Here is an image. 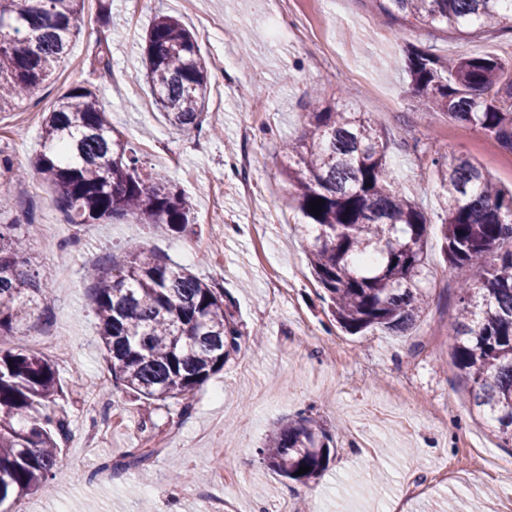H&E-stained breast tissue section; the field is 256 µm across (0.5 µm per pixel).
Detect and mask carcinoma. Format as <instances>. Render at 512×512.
<instances>
[{
    "mask_svg": "<svg viewBox=\"0 0 512 512\" xmlns=\"http://www.w3.org/2000/svg\"><path fill=\"white\" fill-rule=\"evenodd\" d=\"M407 24L459 35L499 29L512 19L505 0H378ZM85 0H0V112L14 109L49 81L79 32ZM152 102L168 123L199 130L209 98L206 66L192 33L169 15L154 18L145 39ZM412 97L429 112L474 126L512 152V61L497 55L448 60L432 48L404 49ZM99 78L112 79L109 45L98 51ZM301 135L283 145V174L313 233L309 264L333 318L351 332L406 333L426 303L431 222L400 187L386 160L387 142L363 112L308 101ZM34 167L56 192L69 224L133 219L177 233L193 222L184 193L140 163L112 126L96 87L74 85L42 118ZM420 161L440 178V236L449 273L462 280L452 359L470 384L474 405L512 442V190L467 155L427 144ZM324 199L320 216L309 203ZM31 224H0V337L41 304L42 265L28 241ZM496 262L486 265L490 255ZM99 338L112 385L149 406L168 401L190 413L195 391L224 370L242 334L224 309V289L139 244L103 266L88 267ZM56 370L46 358L0 348V505L63 476L60 442L70 435L57 408ZM330 437L303 413L283 420L261 450L279 476L306 484L326 470ZM160 452L125 451L117 469L147 470ZM310 467L303 475L301 466Z\"/></svg>",
    "mask_w": 512,
    "mask_h": 512,
    "instance_id": "obj_1",
    "label": "carcinoma"
}]
</instances>
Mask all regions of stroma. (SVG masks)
Returning <instances> with one entry per match:
<instances>
[{
  "label": "stroma",
  "mask_w": 512,
  "mask_h": 512,
  "mask_svg": "<svg viewBox=\"0 0 512 512\" xmlns=\"http://www.w3.org/2000/svg\"><path fill=\"white\" fill-rule=\"evenodd\" d=\"M177 18L197 38L200 56L235 58L211 67L208 127L182 132L152 103L142 63L155 15ZM109 24L98 0H86L66 62L34 98L0 112V157L27 170L23 180L0 172V191L13 207L0 222L34 223L31 242L45 265L41 288L50 312H35L0 346L50 359L60 381L58 402L70 421L62 442L65 476L9 504V512H204L222 498L236 512H430L434 500L458 512H501L512 474L492 467L489 454L512 456L472 403L452 360L451 323L460 295L439 243L428 249L429 306L402 336L377 329L353 334L333 320L308 262L310 235L282 174V142L307 121V92L368 113L388 140L387 160L404 191L441 224V188L413 150L438 144L474 159L503 186L512 185V153L446 114L416 111L402 49L432 47L442 57L489 53L512 58V32L481 29L465 36L404 28L376 0H347L330 16L324 0H111ZM109 42L113 81L98 77L99 42ZM94 84L113 126L145 166L186 192L192 231L157 234L132 221L66 224L56 193L32 174L41 149L42 112L75 84ZM249 153L245 173L230 156ZM250 198L238 192L241 179ZM140 243L224 290L243 333L241 350L194 396L189 414L178 405L145 409L134 393L113 389L101 410L107 426L86 447L87 409L110 375L84 278L86 266ZM306 412L336 443L323 475L301 484L269 470L259 457L285 417ZM153 437L161 451L152 478L115 472L113 463ZM199 472L202 483L175 484L172 470Z\"/></svg>",
  "instance_id": "35a3bbf8"
}]
</instances>
